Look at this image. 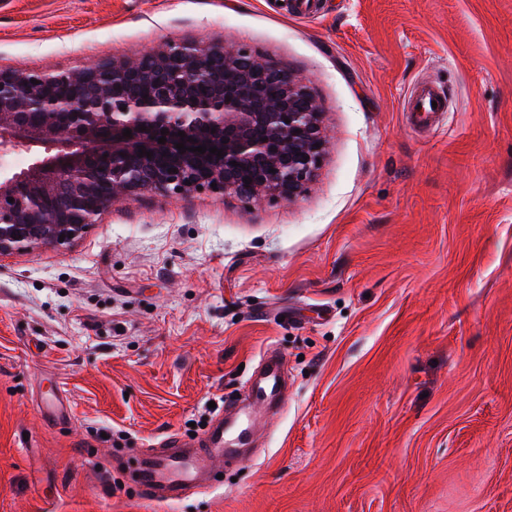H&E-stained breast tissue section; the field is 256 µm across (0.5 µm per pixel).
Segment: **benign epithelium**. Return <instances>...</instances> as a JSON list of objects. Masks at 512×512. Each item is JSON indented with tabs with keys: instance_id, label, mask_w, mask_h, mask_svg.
<instances>
[{
	"instance_id": "benign-epithelium-1",
	"label": "benign epithelium",
	"mask_w": 512,
	"mask_h": 512,
	"mask_svg": "<svg viewBox=\"0 0 512 512\" xmlns=\"http://www.w3.org/2000/svg\"><path fill=\"white\" fill-rule=\"evenodd\" d=\"M173 58L180 69L170 78ZM56 82L79 83L89 93L79 102L47 97L45 86ZM119 82L128 88L120 98ZM202 83L212 88L207 96L196 92ZM260 83L276 92L260 95ZM320 115L290 72L245 45L167 44L72 73L0 71V154L22 142L59 149L25 171L0 172V256L69 244L116 198L145 190L184 196L214 189L246 202L266 195L290 201L304 192L327 148ZM200 146L223 156L189 151ZM142 150L153 156H138Z\"/></svg>"
}]
</instances>
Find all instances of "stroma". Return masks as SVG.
Returning <instances> with one entry per match:
<instances>
[{
  "instance_id": "stroma-1",
  "label": "stroma",
  "mask_w": 512,
  "mask_h": 512,
  "mask_svg": "<svg viewBox=\"0 0 512 512\" xmlns=\"http://www.w3.org/2000/svg\"><path fill=\"white\" fill-rule=\"evenodd\" d=\"M320 2L0 0V70L243 44L328 137L294 200L124 195L0 257V512H512V0ZM421 80L449 131L408 127ZM269 347L262 442L144 502L119 455L202 435Z\"/></svg>"
}]
</instances>
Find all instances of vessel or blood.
Instances as JSON below:
<instances>
[{
	"mask_svg": "<svg viewBox=\"0 0 512 512\" xmlns=\"http://www.w3.org/2000/svg\"><path fill=\"white\" fill-rule=\"evenodd\" d=\"M448 110L446 92L428 83L414 86L405 104L409 123L428 129L437 126ZM284 367L280 354L267 351L248 403L226 405L193 448H184L180 438L170 436L157 447L137 450L133 483L143 498L158 504L179 500L199 488L201 477L216 479L226 462L236 458L238 446L254 425L269 422V402L287 404Z\"/></svg>",
	"mask_w": 512,
	"mask_h": 512,
	"instance_id": "obj_1",
	"label": "vessel or blood"
}]
</instances>
